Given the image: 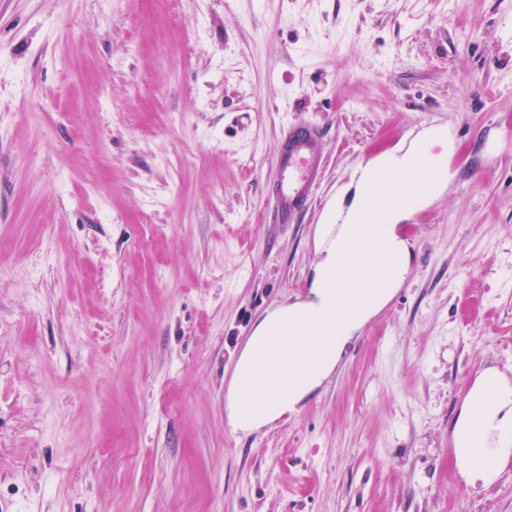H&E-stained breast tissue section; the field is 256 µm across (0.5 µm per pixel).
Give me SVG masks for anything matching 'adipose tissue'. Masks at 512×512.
I'll return each instance as SVG.
<instances>
[{
	"instance_id": "ef3b65f1",
	"label": "adipose tissue",
	"mask_w": 512,
	"mask_h": 512,
	"mask_svg": "<svg viewBox=\"0 0 512 512\" xmlns=\"http://www.w3.org/2000/svg\"><path fill=\"white\" fill-rule=\"evenodd\" d=\"M420 206V201L410 200L405 208L391 213L380 229L381 247L400 259L397 279L377 290L359 289L361 309L345 315L338 330L328 335L323 332L321 319L336 300V283L328 270L341 247L354 238L357 227L331 222L317 226L316 243L323 258L313 269L308 300L268 311L255 325L237 359L228 387L227 411L232 426L252 431L275 421L335 370L355 333L388 304L400 285V276L407 273L409 247L395 228L409 211ZM318 335L324 338L322 359L312 368L308 365L312 352L308 339ZM246 402L253 407L248 414L241 409Z\"/></svg>"
}]
</instances>
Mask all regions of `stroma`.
Wrapping results in <instances>:
<instances>
[{"label":"stroma","mask_w":512,"mask_h":512,"mask_svg":"<svg viewBox=\"0 0 512 512\" xmlns=\"http://www.w3.org/2000/svg\"><path fill=\"white\" fill-rule=\"evenodd\" d=\"M428 114L458 137L405 288L233 430L321 259V209L270 218L282 131L324 124L330 204ZM509 128L512 0H0V512H512V457L448 453L469 372L512 379Z\"/></svg>","instance_id":"stroma-1"}]
</instances>
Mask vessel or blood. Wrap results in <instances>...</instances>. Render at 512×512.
Listing matches in <instances>:
<instances>
[{
    "mask_svg": "<svg viewBox=\"0 0 512 512\" xmlns=\"http://www.w3.org/2000/svg\"><path fill=\"white\" fill-rule=\"evenodd\" d=\"M324 143V127L312 121L291 124L281 135L276 151L278 178L266 186L275 223H298L309 205L316 202L325 164ZM415 147L416 170L412 178L402 179L379 167L368 171L365 199L370 215L365 219L362 232L354 241L344 244L336 256L331 274L341 288L336 292L335 304L323 315L326 327L337 326L342 310L355 306L352 296L343 290V283L362 278L367 287L381 288L394 278L397 259L393 255L379 256L364 269L358 266L359 255L371 249L386 216L398 208L406 196L422 197L432 184L448 176L447 167L435 160L432 147L423 141L416 142ZM500 388L497 376L483 375L477 407L468 426L448 440L449 454L461 465L481 469L492 476L501 469L500 459L484 446L482 435L484 416L496 406Z\"/></svg>",
    "mask_w": 512,
    "mask_h": 512,
    "instance_id": "vessel-or-blood-1",
    "label": "vessel or blood"
}]
</instances>
